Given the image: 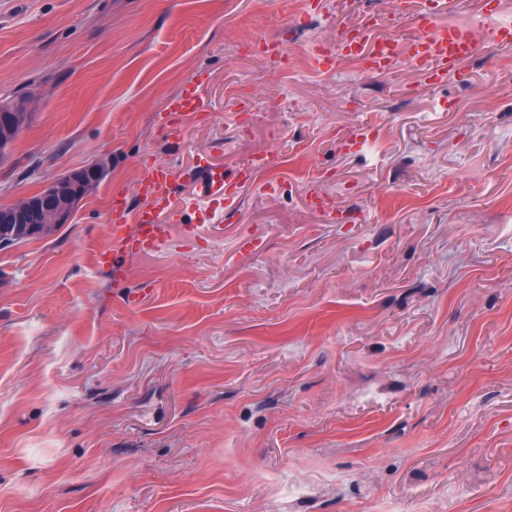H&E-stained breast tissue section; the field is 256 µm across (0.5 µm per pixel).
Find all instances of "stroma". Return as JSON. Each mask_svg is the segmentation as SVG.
Segmentation results:
<instances>
[{
	"instance_id": "stroma-1",
	"label": "stroma",
	"mask_w": 512,
	"mask_h": 512,
	"mask_svg": "<svg viewBox=\"0 0 512 512\" xmlns=\"http://www.w3.org/2000/svg\"><path fill=\"white\" fill-rule=\"evenodd\" d=\"M434 3L0 0V102L31 101L0 205L107 167L0 249V512H512V47L482 30L440 86L309 59L373 18L408 42ZM202 72L204 112L161 126ZM258 154L232 219L186 208L198 160ZM147 155L184 215L117 278L109 199Z\"/></svg>"
}]
</instances>
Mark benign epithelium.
Masks as SVG:
<instances>
[{"instance_id":"7a95c632","label":"benign epithelium","mask_w":512,"mask_h":512,"mask_svg":"<svg viewBox=\"0 0 512 512\" xmlns=\"http://www.w3.org/2000/svg\"><path fill=\"white\" fill-rule=\"evenodd\" d=\"M29 103L0 106V155L27 125ZM106 173L103 163H91L65 173L41 191L28 195L6 209H0V235L16 240L41 239L54 234L69 220L81 201L97 186Z\"/></svg>"}]
</instances>
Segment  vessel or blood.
Masks as SVG:
<instances>
[{
    "instance_id": "vessel-or-blood-1",
    "label": "vessel or blood",
    "mask_w": 512,
    "mask_h": 512,
    "mask_svg": "<svg viewBox=\"0 0 512 512\" xmlns=\"http://www.w3.org/2000/svg\"><path fill=\"white\" fill-rule=\"evenodd\" d=\"M499 5L485 0L482 16L494 21L493 36L503 47H512V22L498 21ZM419 36L407 47L383 40L368 46L366 29L356 35L340 33L335 43L321 42L313 47V60L322 68L331 67L336 55L355 57L362 61L366 74L386 75L399 61H406L423 73L428 82L439 85L460 74V66L477 50L475 30L469 25H455L442 21L436 12L419 14ZM207 84L203 77L188 81L172 97L162 116L165 124H173L176 116L199 112L204 108ZM272 159L263 155L239 167L234 176H227L223 168L203 161L197 174L203 196L209 200L223 199L224 216L232 218L237 209L243 186L253 183L258 171L269 167ZM170 172L162 166L150 165L136 183L133 193L116 191L112 194L110 222L112 248L104 255L114 273H121L120 257L161 249L168 241L169 226L177 222L178 210L170 205ZM137 195L141 207H131L130 195Z\"/></svg>"
}]
</instances>
